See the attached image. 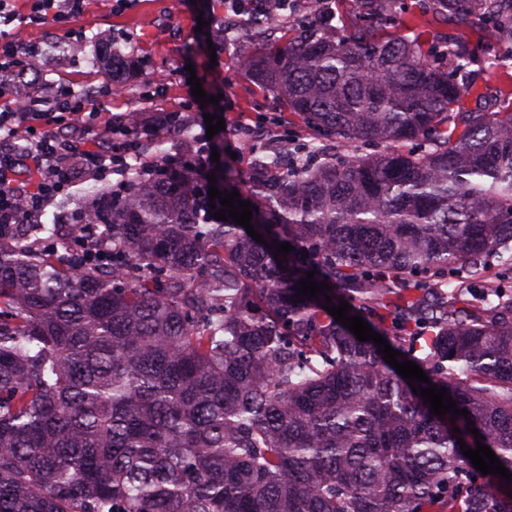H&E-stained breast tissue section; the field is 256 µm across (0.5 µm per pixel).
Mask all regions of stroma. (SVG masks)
<instances>
[{"mask_svg":"<svg viewBox=\"0 0 512 512\" xmlns=\"http://www.w3.org/2000/svg\"><path fill=\"white\" fill-rule=\"evenodd\" d=\"M199 8L192 0H87L83 15L73 27L30 25L22 39L39 43L43 58L31 76L39 84L67 83L75 89L97 92L101 111L112 113L168 112L193 101L190 76L200 79L203 89H224V119L228 131L224 144L236 155L240 172L249 168L255 143L290 152L312 137V130L288 114L279 100L260 89L244 72L234 67L230 50L211 52L196 30ZM428 36H454L475 48L478 57L477 84L493 109L512 105V52L491 29L456 27L440 20H426ZM119 48L131 67L124 73L120 91L104 94L112 77L103 62V52ZM120 175L105 181H88L58 197L42 218L49 224L62 220L70 232L67 215L80 206L88 192L108 190Z\"/></svg>","mask_w":512,"mask_h":512,"instance_id":"1","label":"stroma"}]
</instances>
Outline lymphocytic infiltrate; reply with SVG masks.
Listing matches in <instances>:
<instances>
[{
    "mask_svg": "<svg viewBox=\"0 0 512 512\" xmlns=\"http://www.w3.org/2000/svg\"><path fill=\"white\" fill-rule=\"evenodd\" d=\"M84 0H0V236H16L21 225L40 223L46 207L82 180H102L129 169L144 143L161 131L197 128L192 154L172 156L175 167L195 172L201 190L223 179V162L212 161L224 146L223 133L207 136L203 113H143L104 118L95 103L67 85L41 94L22 90L27 71L35 69L41 48L20 33L48 21L65 26L80 17Z\"/></svg>",
    "mask_w": 512,
    "mask_h": 512,
    "instance_id": "lymphocytic-infiltrate-1",
    "label": "lymphocytic infiltrate"
}]
</instances>
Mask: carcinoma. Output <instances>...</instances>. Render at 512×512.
<instances>
[{
    "mask_svg": "<svg viewBox=\"0 0 512 512\" xmlns=\"http://www.w3.org/2000/svg\"><path fill=\"white\" fill-rule=\"evenodd\" d=\"M354 2L337 39L322 17L235 42L315 134L230 173L266 244L201 213L188 171L138 167L86 200L112 267L62 265L58 224L0 238V512H512L458 444L512 474V111L464 107L467 42ZM418 2L512 47V0ZM310 271L468 416L298 295Z\"/></svg>",
    "mask_w": 512,
    "mask_h": 512,
    "instance_id": "carcinoma-1",
    "label": "carcinoma"
}]
</instances>
